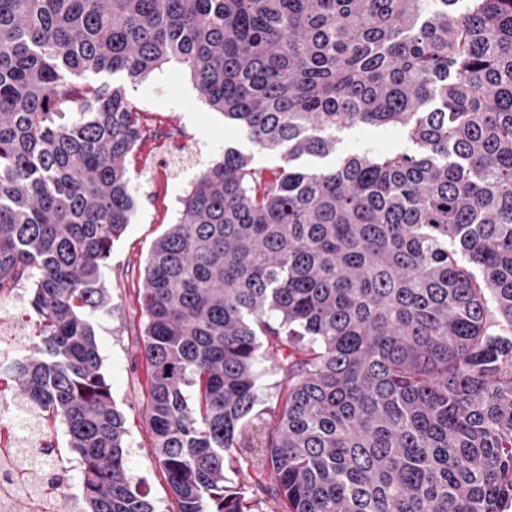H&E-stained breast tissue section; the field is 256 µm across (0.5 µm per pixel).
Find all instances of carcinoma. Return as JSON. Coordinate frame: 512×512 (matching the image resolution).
I'll list each match as a JSON object with an SVG mask.
<instances>
[{
  "label": "carcinoma",
  "instance_id": "cac0c4a2",
  "mask_svg": "<svg viewBox=\"0 0 512 512\" xmlns=\"http://www.w3.org/2000/svg\"><path fill=\"white\" fill-rule=\"evenodd\" d=\"M171 60L284 166L224 149L146 260L139 404L167 512H501L512 0H0V297L30 283L41 327L10 371L15 404L67 426L72 512H155L93 323L145 130L123 88L72 76ZM360 124L400 126L411 148L296 164ZM15 465L44 493L69 471Z\"/></svg>",
  "mask_w": 512,
  "mask_h": 512
}]
</instances>
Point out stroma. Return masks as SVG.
Masks as SVG:
<instances>
[{"instance_id":"obj_1","label":"stroma","mask_w":512,"mask_h":512,"mask_svg":"<svg viewBox=\"0 0 512 512\" xmlns=\"http://www.w3.org/2000/svg\"><path fill=\"white\" fill-rule=\"evenodd\" d=\"M105 80L123 87L127 98L140 110L146 138L127 158L135 209L102 273L112 292V306L96 315V341L102 372L126 418L128 461L156 512H167L171 502L169 486L148 454L150 439L137 406L147 379L139 352L141 311L136 292L141 286L140 272L153 243L170 224L176 223L180 199L192 179L212 159L221 156L225 147L238 149L254 167L269 175L276 173L282 161L279 152L258 148L244 130L200 102L189 74L177 62L165 64L135 82L119 74L106 79L99 75L84 78L91 85ZM159 132L187 146L189 155L175 165H168L155 139ZM408 146L407 135L401 128L360 125L340 134L335 154L327 157L325 163L332 166L353 154L396 153Z\"/></svg>"}]
</instances>
